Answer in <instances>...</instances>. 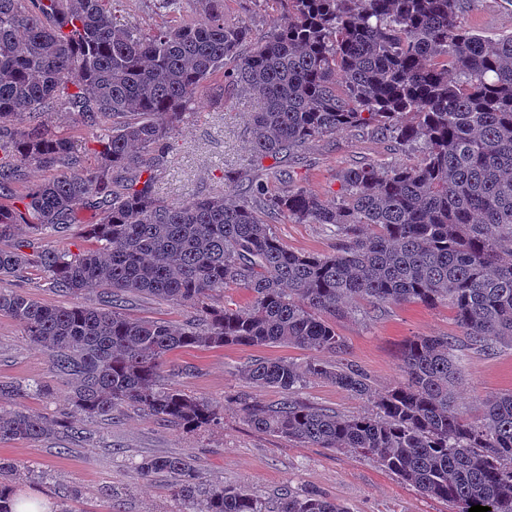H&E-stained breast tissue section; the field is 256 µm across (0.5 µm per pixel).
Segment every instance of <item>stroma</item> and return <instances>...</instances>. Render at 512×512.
Returning a JSON list of instances; mask_svg holds the SVG:
<instances>
[{"instance_id": "35a3bbf8", "label": "stroma", "mask_w": 512, "mask_h": 512, "mask_svg": "<svg viewBox=\"0 0 512 512\" xmlns=\"http://www.w3.org/2000/svg\"><path fill=\"white\" fill-rule=\"evenodd\" d=\"M228 18L247 19L253 40L269 35L279 24L280 13L257 0H225ZM464 27L495 38L512 33V7L503 0H481L464 12ZM256 107L253 95L238 92L219 105L204 97L201 108L187 116L170 138L171 152L156 180L155 191L167 200L225 192L227 172L248 169L269 192L302 186L322 199L335 201L339 169L367 161L411 162V155L394 151L375 138L369 128H349L306 144L299 153L280 159L254 162L249 142V115ZM273 230L291 250L326 254L336 238L321 224L280 221ZM123 311L132 318L162 319L181 324L192 308L145 296H129ZM336 331L346 345L343 356L329 355V362H349L369 378L373 390H387L403 379L401 351L415 336H452L462 339L450 306L408 303L376 311L362 302L336 320ZM462 380L455 406L465 419L483 413L484 398L512 392V347L489 352L462 347ZM286 357L305 362L309 353L296 347L224 346L209 350L183 348L170 355L167 383L211 400L222 409L220 426L188 431L146 415L133 406L123 407L111 418L74 415L75 436L55 435L36 441H0V459L33 471L32 482L20 495L45 506L64 501L73 512H180L171 480L163 474L137 479L133 467L149 456H178L200 468L207 483L253 491L274 512L279 498L291 491L315 494L344 505L348 512H454L452 503L423 495L409 482L385 470L375 460L347 451L306 448L288 440L255 431L240 411L245 400L273 402L280 394L247 382L241 368L253 358ZM49 385L45 395L21 399L22 408L54 415L69 410L71 385L55 372L52 359L25 336L10 317L0 315V381ZM300 398L336 410L363 415L373 406L365 398L336 385L310 379Z\"/></svg>"}]
</instances>
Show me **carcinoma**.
I'll return each instance as SVG.
<instances>
[{
  "label": "carcinoma",
  "mask_w": 512,
  "mask_h": 512,
  "mask_svg": "<svg viewBox=\"0 0 512 512\" xmlns=\"http://www.w3.org/2000/svg\"><path fill=\"white\" fill-rule=\"evenodd\" d=\"M114 0H0V278L38 275L68 306L0 291V315L14 319L69 377L70 404L110 418L125 405L188 430L217 424L220 410L172 385L164 364L183 348L293 346L303 363L254 359L242 376L279 390L272 403L245 401L257 431L376 460L428 496L512 512V392L488 398L482 419L454 408L462 374L456 339L415 336L402 349L404 380L375 392L342 354L336 318L349 304L373 308L450 305L470 348L512 347V34L488 38L459 16L477 0H258L281 23L252 42L247 21L224 19V0H156L171 20L129 24ZM228 90L258 99L250 144L277 159L316 139L368 127L408 164L369 162L336 173L328 202L303 188L271 193L240 173L224 194L178 202L154 181L169 138L216 75ZM75 115L98 145L82 163L53 109ZM31 166L48 176L21 184ZM323 224L336 252L289 249L272 229ZM84 226L85 244L51 239ZM103 287L107 307L75 302ZM250 296L214 307L226 288ZM195 309L172 324L121 312L127 295ZM368 397L358 416L302 400L305 379ZM45 383L0 384V400L46 394ZM71 432L65 413L0 408V440ZM171 479L183 512H265L258 496L205 486L176 456H152L134 476ZM18 466L0 462V512H16ZM277 512H347L317 496L288 492Z\"/></svg>",
  "instance_id": "obj_1"
}]
</instances>
